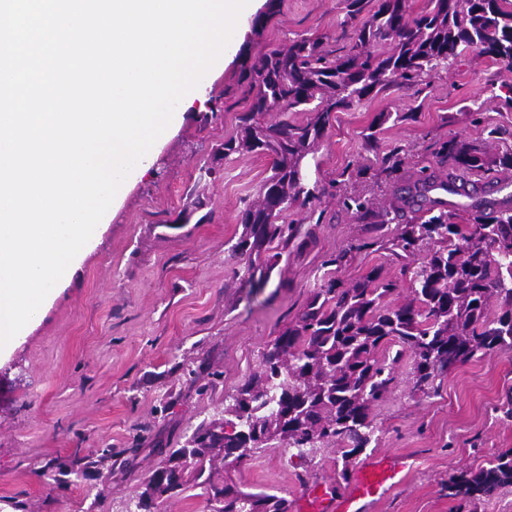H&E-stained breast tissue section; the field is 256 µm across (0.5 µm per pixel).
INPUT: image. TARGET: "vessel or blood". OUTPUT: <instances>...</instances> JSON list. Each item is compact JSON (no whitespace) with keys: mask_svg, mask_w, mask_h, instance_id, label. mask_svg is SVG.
Listing matches in <instances>:
<instances>
[{"mask_svg":"<svg viewBox=\"0 0 512 512\" xmlns=\"http://www.w3.org/2000/svg\"><path fill=\"white\" fill-rule=\"evenodd\" d=\"M495 183L496 180L492 177L477 182L469 178L456 180L448 187L439 181L431 189L430 196L444 202L448 199L449 190L453 189L461 194L481 193L489 190ZM406 467V458L398 455L366 462L354 473L348 492H314V508L316 512H364L368 502L380 499L403 480Z\"/></svg>","mask_w":512,"mask_h":512,"instance_id":"vessel-or-blood-1","label":"vessel or blood"}]
</instances>
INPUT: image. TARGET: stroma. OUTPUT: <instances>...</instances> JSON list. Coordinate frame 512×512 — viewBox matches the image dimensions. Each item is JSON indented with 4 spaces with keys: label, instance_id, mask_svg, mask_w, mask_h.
<instances>
[{
    "label": "stroma",
    "instance_id": "1",
    "mask_svg": "<svg viewBox=\"0 0 512 512\" xmlns=\"http://www.w3.org/2000/svg\"><path fill=\"white\" fill-rule=\"evenodd\" d=\"M253 14L264 20L261 32L244 23L201 97L130 177L111 222L42 319L0 357V512H218L203 478L166 499L142 493L199 426L223 418L263 352L302 311L324 257L364 239L362 223L324 195L315 242L280 257L265 288L243 282L244 263L231 251L243 232L239 213L272 166L265 155H217L252 102L245 72L299 36L340 35L347 0H278L273 9L257 0ZM510 83L512 71L470 48L426 76L422 89L395 87L337 112L306 159V182L328 185L362 160L367 129L383 112L408 118L380 123V152L402 146L422 166L434 142L454 135L480 141L494 128L500 146H512V111L499 99ZM475 108L483 126L470 121ZM211 165L215 176L201 178ZM376 267L399 282L392 302L403 301L409 282L384 252L357 253L340 277L351 282ZM410 368L402 359L395 389L371 409L376 446L349 463L354 470L386 454L410 460L405 479L370 512H512L511 486L477 504L446 489L457 470H479L512 450V350L457 368L430 397L411 393ZM106 448L111 466L79 467ZM341 460L337 445L305 462L273 441L226 474L304 512L309 484L347 490L336 480Z\"/></svg>",
    "mask_w": 512,
    "mask_h": 512
}]
</instances>
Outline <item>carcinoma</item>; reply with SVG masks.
<instances>
[{
    "instance_id": "carcinoma-1",
    "label": "carcinoma",
    "mask_w": 512,
    "mask_h": 512,
    "mask_svg": "<svg viewBox=\"0 0 512 512\" xmlns=\"http://www.w3.org/2000/svg\"><path fill=\"white\" fill-rule=\"evenodd\" d=\"M379 45L390 50L380 52ZM467 47L512 69V0H429L412 17L406 0H376L370 17L351 41L328 50L321 38L301 37L288 47L269 49L249 69L252 103L238 117L235 135L224 141L223 156L264 154L274 159L272 174L259 187L257 200L240 213L243 234L232 246L246 260L245 275L263 288L282 251L314 238L304 227L326 189L306 186L307 156L332 127L335 113L391 87H415L424 76L450 66ZM307 118L297 121L294 113ZM376 178L392 192L389 206L351 192L352 174L344 170L331 181L342 207L360 220L370 237L351 243L321 263L320 282L296 320L262 355L254 373L224 406V419L200 426L187 446L171 456L172 465L149 483L148 496L163 498L204 473L215 450L225 464L245 466L255 450L273 440L285 442L294 456L307 459L321 448L342 443L348 479L350 457L373 440L371 406L386 397L405 354L413 359L412 392L436 394L437 380L477 355L512 349V192L499 205L472 199L450 210L413 193L442 179L423 166L410 170L404 149L378 154L375 131L365 137ZM433 156L451 172L481 178L512 172V147L452 136L436 143ZM306 215L286 222L293 205ZM412 216L403 224H390ZM278 251L270 253V245ZM377 248L388 253L409 277L410 296L401 304L388 298L398 282L374 268L348 284L341 272L353 253ZM512 485V452L499 455L476 472L462 471L448 480V496L480 501ZM218 512H290L288 499L247 492L233 483H209Z\"/></svg>"
}]
</instances>
